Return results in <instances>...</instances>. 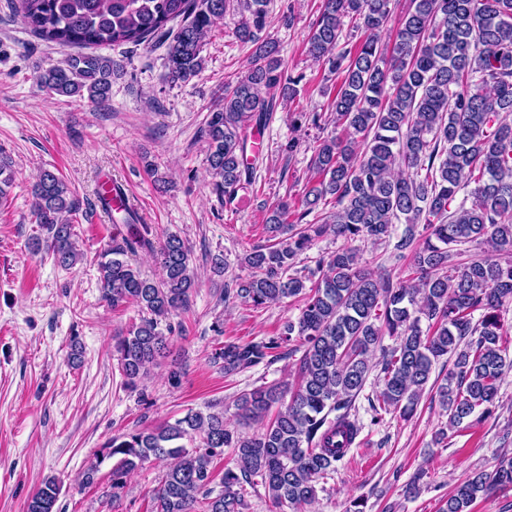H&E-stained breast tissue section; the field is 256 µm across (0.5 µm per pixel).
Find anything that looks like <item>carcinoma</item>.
Instances as JSON below:
<instances>
[{
	"instance_id": "carcinoma-1",
	"label": "carcinoma",
	"mask_w": 512,
	"mask_h": 512,
	"mask_svg": "<svg viewBox=\"0 0 512 512\" xmlns=\"http://www.w3.org/2000/svg\"><path fill=\"white\" fill-rule=\"evenodd\" d=\"M228 0H17L14 8L39 39L60 48L140 45L156 38L166 47L165 78L186 82L202 69V51L224 18ZM392 0H323L306 50L339 83L328 102L331 133L314 147L310 175L296 201H281L265 220L267 244L244 257L249 279L224 289L256 306L300 298L298 318L268 339L226 341L213 364L231 375L302 352L295 386L261 387L240 395L236 415L253 433L231 428L224 412L190 409L174 422L114 436L82 475L90 485L106 460L112 498L150 458L167 462L152 512H241L246 486H264L278 512L311 504L317 485L335 471L361 427L351 407L370 373L382 388L371 401L374 417L416 413L433 365L449 355L453 368L437 386L439 404L456 427L472 415L492 414L499 382L512 360L503 355L497 310L512 301V260L465 255L477 242L493 251L512 248V0H409L395 38L382 33ZM248 13L237 29L255 46L251 67L210 109L202 137L212 191L232 204L251 184L248 146L266 127L277 99L296 93L299 79L285 73L276 45L262 38L267 0H239ZM367 32L356 47L341 44L343 19ZM121 64L109 56L68 54L36 76L60 97L103 105ZM15 171L0 152V203ZM475 184L471 203L451 208ZM332 206L317 224L307 220ZM80 201L65 179L41 169L31 185L35 223L46 237L32 242L61 267L78 261L74 224ZM126 233L112 238L98 263L102 296L112 307H138L140 321L115 338L124 384L134 389L165 357L173 312L189 308L196 288L191 254L177 235L158 250L155 280L132 263L150 250L147 225L131 208H118ZM410 255L413 277L395 282L361 265L356 250L331 255L317 279L290 273L297 256L328 232L373 243L393 237ZM424 224L427 235L417 234ZM481 312L474 319L475 312ZM428 322L421 327V320ZM389 336L394 345H382ZM381 350L374 363L372 355ZM234 449L238 470L216 478L214 461ZM512 487V456L493 473H472L440 512H469L481 494ZM62 483L46 479L28 512H56Z\"/></svg>"
}]
</instances>
